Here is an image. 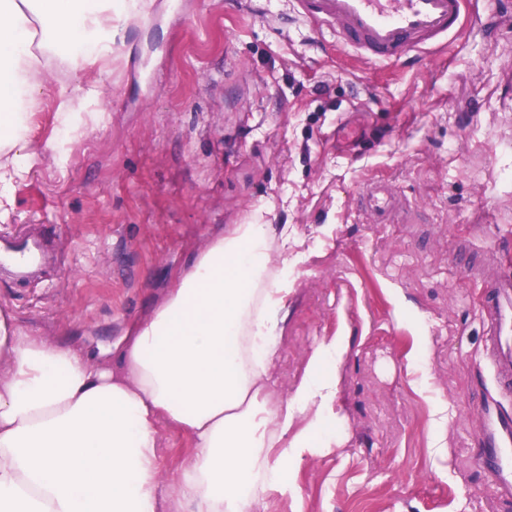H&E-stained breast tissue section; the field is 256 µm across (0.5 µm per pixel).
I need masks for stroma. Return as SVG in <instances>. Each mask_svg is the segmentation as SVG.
Here are the masks:
<instances>
[{
  "instance_id": "obj_1",
  "label": "stroma",
  "mask_w": 512,
  "mask_h": 512,
  "mask_svg": "<svg viewBox=\"0 0 512 512\" xmlns=\"http://www.w3.org/2000/svg\"><path fill=\"white\" fill-rule=\"evenodd\" d=\"M388 63L315 28L294 0H153L117 22L110 59L32 107L40 159L0 208L59 261L0 277V306L64 346L111 345L165 299L224 229L287 225L288 323L267 382L290 398L309 350L344 336L336 442L259 512H512L479 461L481 407L512 411L486 363L483 278L512 275V0ZM362 137L348 151L337 127ZM400 202L389 223L367 186ZM362 207L378 224L386 223L397 207V200L390 192L374 186L362 196Z\"/></svg>"
}]
</instances>
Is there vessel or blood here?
I'll return each mask as SVG.
<instances>
[{"instance_id": "b4317fda", "label": "vessel or blood", "mask_w": 512, "mask_h": 512, "mask_svg": "<svg viewBox=\"0 0 512 512\" xmlns=\"http://www.w3.org/2000/svg\"><path fill=\"white\" fill-rule=\"evenodd\" d=\"M465 0H296L301 14L323 26L335 27L344 41L381 60L400 58L409 49L440 42L455 31ZM364 210L376 223H386L397 200L375 186L362 196ZM44 235L21 228L0 236V267L20 282L32 281L35 271L52 251ZM490 322L487 359L501 389L512 388V278L495 277L483 301ZM485 451L481 461L501 477L503 497L512 498V474L505 466V450L512 446V415L496 400L483 406Z\"/></svg>"}]
</instances>
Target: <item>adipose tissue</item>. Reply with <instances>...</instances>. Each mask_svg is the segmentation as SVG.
Here are the masks:
<instances>
[{
	"label": "adipose tissue",
	"instance_id": "obj_1",
	"mask_svg": "<svg viewBox=\"0 0 512 512\" xmlns=\"http://www.w3.org/2000/svg\"><path fill=\"white\" fill-rule=\"evenodd\" d=\"M112 21V0H0V202L39 159L27 123L52 53L66 47L73 71L110 56ZM275 242L272 225H232L97 357L0 307V512H254L290 464L327 447L345 337L312 348L290 400L273 410L263 396L288 319ZM163 424L194 447L173 483Z\"/></svg>",
	"mask_w": 512,
	"mask_h": 512
}]
</instances>
